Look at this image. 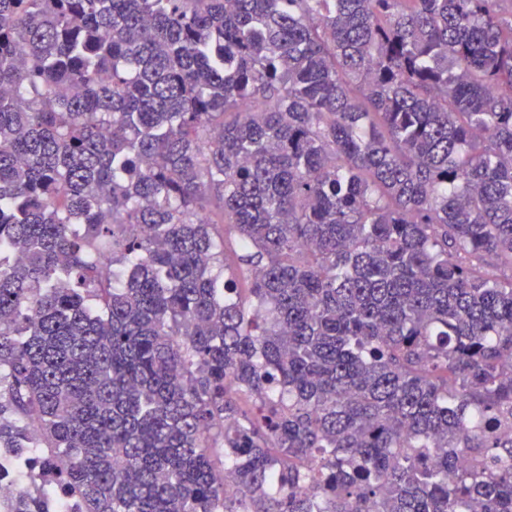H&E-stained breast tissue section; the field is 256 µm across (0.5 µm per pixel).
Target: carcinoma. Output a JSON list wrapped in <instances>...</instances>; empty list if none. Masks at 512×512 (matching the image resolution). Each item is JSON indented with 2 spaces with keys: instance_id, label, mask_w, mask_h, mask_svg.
Masks as SVG:
<instances>
[{
  "instance_id": "cac0c4a2",
  "label": "carcinoma",
  "mask_w": 512,
  "mask_h": 512,
  "mask_svg": "<svg viewBox=\"0 0 512 512\" xmlns=\"http://www.w3.org/2000/svg\"><path fill=\"white\" fill-rule=\"evenodd\" d=\"M510 88L512 0H0L6 512H512Z\"/></svg>"
}]
</instances>
